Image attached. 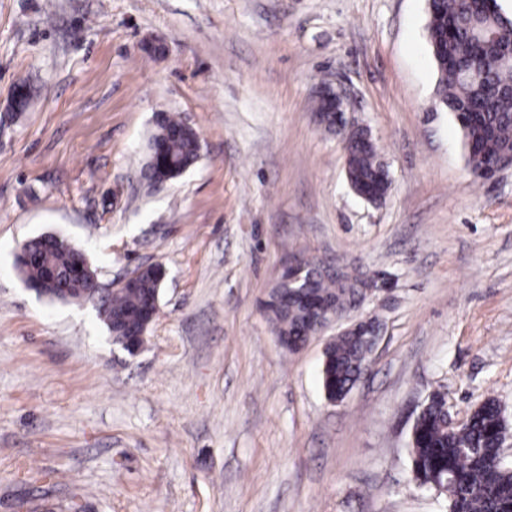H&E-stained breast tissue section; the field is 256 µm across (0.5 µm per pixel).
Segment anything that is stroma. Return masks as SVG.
<instances>
[{"instance_id":"35a3bbf8","label":"stroma","mask_w":512,"mask_h":512,"mask_svg":"<svg viewBox=\"0 0 512 512\" xmlns=\"http://www.w3.org/2000/svg\"><path fill=\"white\" fill-rule=\"evenodd\" d=\"M427 0H0V512H442L409 474L416 412L512 425V169L475 178L437 101ZM29 105L10 118L17 84ZM347 93L391 184L348 187ZM200 135L182 176L140 172L159 113ZM54 234L103 289L165 269L136 356L98 299L14 267ZM386 276L383 329L340 404L327 336L283 349L260 308L292 255ZM334 92H331L330 90L324 92V96H327L331 98L333 105L336 109V117L334 114H332L331 110V104L330 102L322 98L316 103V112H320L319 120L322 124L325 125V127L328 130H336V126L341 130H348L345 141L343 142L344 147V153L345 155L348 153L352 146V141L350 139V134L357 129H359L358 126H356L351 120L346 116V95L345 93L339 89L336 88L333 89ZM347 117V118H346Z\"/></svg>"}]
</instances>
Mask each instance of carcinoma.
<instances>
[{"label":"carcinoma","instance_id":"1","mask_svg":"<svg viewBox=\"0 0 512 512\" xmlns=\"http://www.w3.org/2000/svg\"><path fill=\"white\" fill-rule=\"evenodd\" d=\"M428 14V43L439 75L437 93L462 132L468 167L483 180L492 165L512 159V65L505 61L509 17L497 0H428ZM316 111L327 129H336L327 99L317 101ZM363 136L361 131L354 134L345 165L348 184L370 193L382 185L385 167ZM149 147L144 178L151 185L180 177L200 158L199 134L174 115L158 118ZM23 250L16 266L25 283L36 286L51 269L57 276L55 298L84 299V294L70 291L71 255L59 247L57 236L39 235ZM361 276L347 269L332 274L317 256L304 273L308 292L332 300L342 313L361 303ZM164 277L163 267L147 266L127 286L102 298L101 319L112 343L125 352L147 323L148 308L160 299ZM263 310L279 345L290 352L317 332L291 288H272ZM371 353L368 333H343L328 342L321 370L327 399H346L364 376ZM507 434L508 424L496 400L484 401L465 422L451 427L445 400L434 393L413 422L412 480L443 498L447 512H512V464L499 457Z\"/></svg>","mask_w":512,"mask_h":512}]
</instances>
